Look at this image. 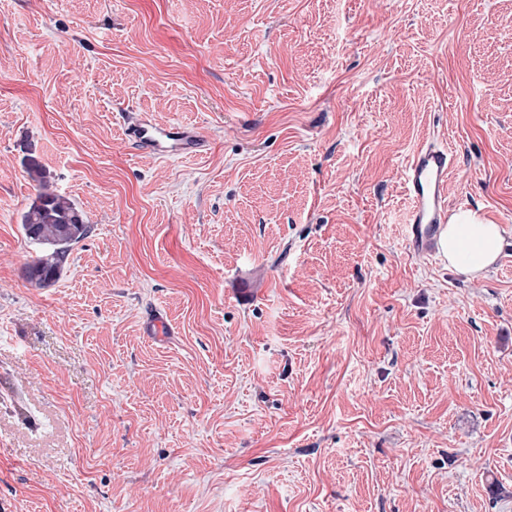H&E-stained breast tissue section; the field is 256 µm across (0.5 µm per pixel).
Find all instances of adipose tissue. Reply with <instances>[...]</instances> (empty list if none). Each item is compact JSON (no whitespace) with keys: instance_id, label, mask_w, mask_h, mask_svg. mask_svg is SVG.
Segmentation results:
<instances>
[{"instance_id":"1","label":"adipose tissue","mask_w":512,"mask_h":512,"mask_svg":"<svg viewBox=\"0 0 512 512\" xmlns=\"http://www.w3.org/2000/svg\"><path fill=\"white\" fill-rule=\"evenodd\" d=\"M503 247L500 225L471 210L451 214L439 241V254L449 270L479 278L495 264Z\"/></svg>"}]
</instances>
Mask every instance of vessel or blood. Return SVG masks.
<instances>
[{
  "label": "vessel or blood",
  "instance_id": "b4317fda",
  "mask_svg": "<svg viewBox=\"0 0 512 512\" xmlns=\"http://www.w3.org/2000/svg\"><path fill=\"white\" fill-rule=\"evenodd\" d=\"M128 136L143 151L164 159L200 153L205 142L192 127L161 126L145 114L123 116ZM452 159L447 146L427 143L413 153L406 168L405 187L411 203L408 238L415 253L429 254L437 248V237L448 222V173Z\"/></svg>",
  "mask_w": 512,
  "mask_h": 512
}]
</instances>
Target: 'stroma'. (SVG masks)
I'll return each instance as SVG.
<instances>
[{
  "label": "stroma",
  "mask_w": 512,
  "mask_h": 512,
  "mask_svg": "<svg viewBox=\"0 0 512 512\" xmlns=\"http://www.w3.org/2000/svg\"><path fill=\"white\" fill-rule=\"evenodd\" d=\"M426 141L482 278L409 245ZM0 512H512V0H0ZM123 123L132 143L140 150L159 158L175 159L200 153L205 146L200 133L192 127L180 124L161 126L145 114L127 113ZM25 168L38 183V193L22 217L26 238L40 247L25 265L28 280L39 287L53 284L62 274L71 247L90 230L83 214L66 197L55 193L46 171L34 157L26 158Z\"/></svg>",
  "instance_id": "35a3bbf8"
}]
</instances>
